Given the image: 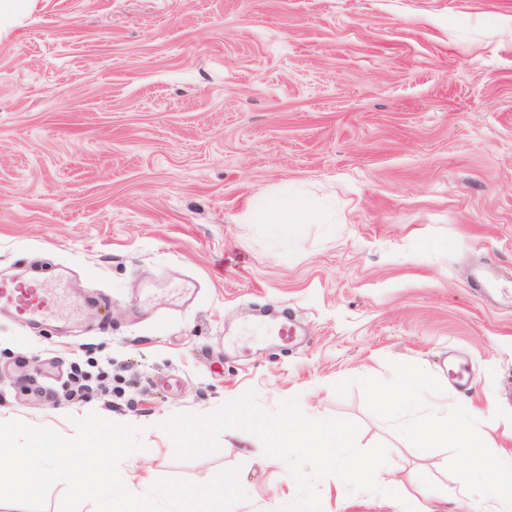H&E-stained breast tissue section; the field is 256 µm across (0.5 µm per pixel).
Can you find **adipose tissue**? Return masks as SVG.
I'll use <instances>...</instances> for the list:
<instances>
[{"label":"adipose tissue","instance_id":"ef3b65f1","mask_svg":"<svg viewBox=\"0 0 512 512\" xmlns=\"http://www.w3.org/2000/svg\"><path fill=\"white\" fill-rule=\"evenodd\" d=\"M308 210L307 202L297 194L285 193L271 200L256 197L249 204L248 220L264 225L272 239L285 240L299 234ZM381 399L390 408L388 421L416 447H449L464 456V465L454 475L460 490L489 484L495 512H512V454L497 455L492 449H479L474 415L462 414L452 422L442 417V405L429 397L416 372L383 392Z\"/></svg>","mask_w":512,"mask_h":512}]
</instances>
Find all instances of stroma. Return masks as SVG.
Masks as SVG:
<instances>
[{
  "label": "stroma",
  "instance_id": "1",
  "mask_svg": "<svg viewBox=\"0 0 512 512\" xmlns=\"http://www.w3.org/2000/svg\"><path fill=\"white\" fill-rule=\"evenodd\" d=\"M288 190L314 219L276 245L247 207ZM0 274L57 294L0 311V418L140 428L125 484L237 465L234 512L291 503L283 461L225 432L181 459L162 428L251 390L358 423L381 481L452 489L458 452L415 448L375 391L419 369L512 453V0H29L0 27ZM267 309L296 346L240 335Z\"/></svg>",
  "mask_w": 512,
  "mask_h": 512
}]
</instances>
